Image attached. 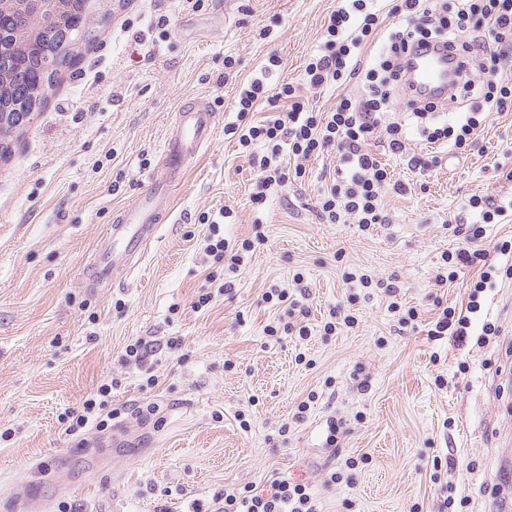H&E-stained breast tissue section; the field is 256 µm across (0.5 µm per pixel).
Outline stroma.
<instances>
[{
    "instance_id": "stroma-1",
    "label": "stroma",
    "mask_w": 512,
    "mask_h": 512,
    "mask_svg": "<svg viewBox=\"0 0 512 512\" xmlns=\"http://www.w3.org/2000/svg\"><path fill=\"white\" fill-rule=\"evenodd\" d=\"M335 7L102 0L95 41L0 162V512L32 493L39 512H217L226 487L276 478L306 485L319 512H439L450 494L466 499L463 512H512V256L498 251L512 239V214L484 227L496 273L466 340L429 334L440 308L467 305L477 277L443 260L464 244L451 221L477 220L472 196L512 199V111L494 113L464 150L430 146L408 124V151L440 158L422 176L373 139L406 190H387V223L366 230L317 216L335 150L299 160L302 175L256 207L260 174L223 130L236 119V86L273 53L283 65L269 84L297 82L307 106L327 111L337 95L361 94L355 80L321 90L299 82ZM200 96L220 127L189 162L170 219L111 287H86L85 263L118 211L165 178L175 114ZM222 209L231 222L212 228ZM215 230L253 241L237 271L207 252ZM227 279L233 292L218 294ZM302 287L307 336H267L288 307L266 292ZM209 292L214 300L195 309ZM339 307L357 325L325 333ZM409 307L419 317L401 323ZM489 322L498 335L477 346ZM137 338L151 349L142 368L125 357ZM108 382V406L120 411L111 427L68 434L66 412ZM149 402L159 411L141 418L135 409Z\"/></svg>"
}]
</instances>
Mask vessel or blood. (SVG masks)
I'll list each match as a JSON object with an SVG mask.
<instances>
[{"label":"vessel or blood","mask_w":512,"mask_h":512,"mask_svg":"<svg viewBox=\"0 0 512 512\" xmlns=\"http://www.w3.org/2000/svg\"><path fill=\"white\" fill-rule=\"evenodd\" d=\"M405 90L412 101L446 102L461 75V60L444 42L409 47L402 60ZM218 116L209 103L194 101L181 106L177 129L164 146V162L171 179L181 177L188 162L213 137ZM172 211L168 182H155L116 218L113 240L101 247L88 262L84 279L87 287H108L113 269L132 262L153 238L158 224Z\"/></svg>","instance_id":"obj_1"}]
</instances>
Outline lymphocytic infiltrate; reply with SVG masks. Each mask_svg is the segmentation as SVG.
Listing matches in <instances>:
<instances>
[{
    "label": "lymphocytic infiltrate",
    "instance_id": "lymphocytic-infiltrate-1",
    "mask_svg": "<svg viewBox=\"0 0 512 512\" xmlns=\"http://www.w3.org/2000/svg\"><path fill=\"white\" fill-rule=\"evenodd\" d=\"M391 12L400 22L387 29L371 0H338L321 44L305 66L303 80L309 87H339L357 78L363 84L361 96L343 95L330 111L314 110L299 101L293 83H267L266 74L281 65L280 57L272 54L263 76L252 79L235 97L237 120L226 131L237 136L240 149L261 175L254 204L263 203L265 189L285 183L290 161L332 148L337 167L330 186L319 196V218L327 224L351 218L363 228L385 223L382 193L391 177L370 149L376 132L384 131L389 149L403 157L411 172L423 173L428 166L427 160L407 153L401 122L381 121L383 113L393 111L402 88L399 51L410 42L458 44L467 60H478L483 75L479 83L461 79L452 96L459 104L455 120H445L431 103L410 108L426 141L451 140L463 147L491 113L512 110V0H396ZM379 36L384 39L381 53L364 62L366 45ZM263 103L270 106L269 115L249 121V114ZM468 205L478 212L479 221L458 227L467 245L454 260L477 269L474 286L480 289L491 277L487 255L478 246L483 227L512 210V201L475 196ZM224 512H317V506L305 486L276 478L268 488L250 494L225 488Z\"/></svg>",
    "mask_w": 512,
    "mask_h": 512
}]
</instances>
